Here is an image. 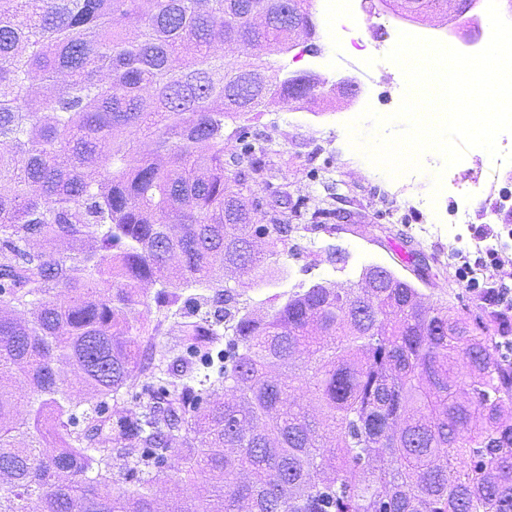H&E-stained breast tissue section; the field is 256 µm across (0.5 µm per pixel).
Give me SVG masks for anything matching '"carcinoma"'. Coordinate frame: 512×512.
<instances>
[{
  "mask_svg": "<svg viewBox=\"0 0 512 512\" xmlns=\"http://www.w3.org/2000/svg\"><path fill=\"white\" fill-rule=\"evenodd\" d=\"M304 2L0 0V512H512L498 330L379 264L262 317L224 286L306 229L257 222L252 146L224 161L228 122L314 88L270 59ZM165 321L199 367L146 361ZM173 455L204 482L161 504Z\"/></svg>",
  "mask_w": 512,
  "mask_h": 512,
  "instance_id": "1",
  "label": "carcinoma"
}]
</instances>
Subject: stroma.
<instances>
[{
    "label": "stroma",
    "instance_id": "stroma-1",
    "mask_svg": "<svg viewBox=\"0 0 512 512\" xmlns=\"http://www.w3.org/2000/svg\"><path fill=\"white\" fill-rule=\"evenodd\" d=\"M309 4L317 25L314 39L295 36L293 48L280 53V60L287 62L289 71L310 70L331 84L342 77H361L368 70L367 63L355 49L332 48L326 34L328 20L319 0H309ZM363 91L366 102L362 105L320 93L301 102L273 105L245 119L246 139L234 134L225 139L224 152L228 155L240 152L247 143L266 150L265 171L250 184L253 198L262 202L265 212H278L289 204L314 218L311 230L295 237L296 252L280 256L272 264L276 284L255 286L230 278L227 286L241 293L248 309L260 316L269 312L272 295L324 278L353 283L362 266L379 263L420 288L426 306L445 304L477 320L497 323V307L483 296L484 281L462 278L457 272V257L474 251L489 224L512 225V212L491 216L485 196L476 192L463 196L455 186L444 185L438 210L462 205L469 218L467 223L452 227L455 257L441 255L419 236L423 217L408 206L411 196L430 195L436 168L423 166L410 189L392 190L363 154L349 146L345 125L364 106L381 115L396 109V82L387 74L375 73ZM325 177L341 184L339 197L327 214L319 211L320 181ZM332 246L346 257L343 269L334 268L327 259Z\"/></svg>",
    "mask_w": 512,
    "mask_h": 512
}]
</instances>
